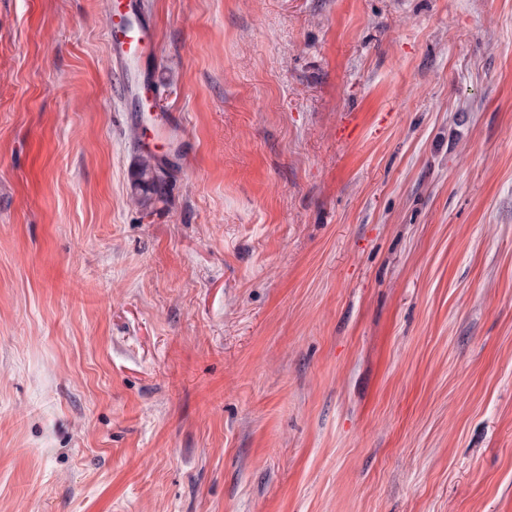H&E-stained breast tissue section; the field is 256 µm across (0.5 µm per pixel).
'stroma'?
<instances>
[{"mask_svg": "<svg viewBox=\"0 0 512 512\" xmlns=\"http://www.w3.org/2000/svg\"><path fill=\"white\" fill-rule=\"evenodd\" d=\"M0 0V512H512V0ZM145 7L144 0H113L112 11L106 21L107 40L112 56L121 66L123 81L121 93L131 102L133 110L129 123L135 130L141 126L139 111L143 96H154L155 84L152 74L143 70L138 78L131 82L127 78V65L145 60L158 46L159 33L149 22H142ZM137 20L136 26L130 21ZM168 173L155 163L151 155H140L133 173V201L141 207H148L155 200L166 195Z\"/></svg>", "mask_w": 512, "mask_h": 512, "instance_id": "1", "label": "stroma"}]
</instances>
